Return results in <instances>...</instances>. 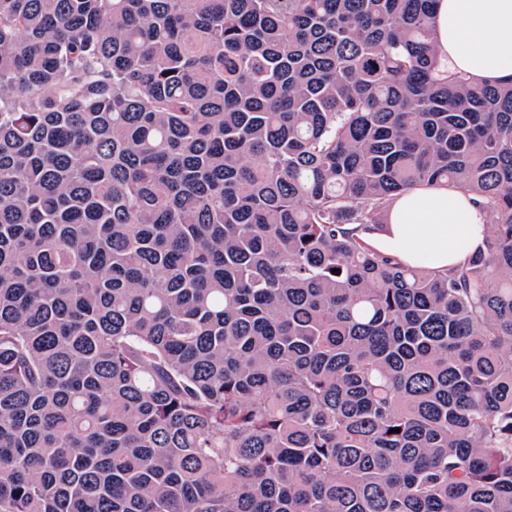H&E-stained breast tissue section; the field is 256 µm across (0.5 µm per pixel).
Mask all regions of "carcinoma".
Here are the masks:
<instances>
[{
    "mask_svg": "<svg viewBox=\"0 0 512 512\" xmlns=\"http://www.w3.org/2000/svg\"><path fill=\"white\" fill-rule=\"evenodd\" d=\"M435 2L0 0V512H512V82ZM440 182L482 250L366 247Z\"/></svg>",
    "mask_w": 512,
    "mask_h": 512,
    "instance_id": "carcinoma-1",
    "label": "carcinoma"
}]
</instances>
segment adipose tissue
I'll list each match as a JSON object with an SVG mask.
<instances>
[{"instance_id": "ef3b65f1", "label": "adipose tissue", "mask_w": 512, "mask_h": 512, "mask_svg": "<svg viewBox=\"0 0 512 512\" xmlns=\"http://www.w3.org/2000/svg\"><path fill=\"white\" fill-rule=\"evenodd\" d=\"M433 25L435 51L448 70L478 82L512 80V0H437ZM484 237L485 211L473 196L419 186L398 195L383 231L364 240L403 265L445 270L462 264Z\"/></svg>"}]
</instances>
